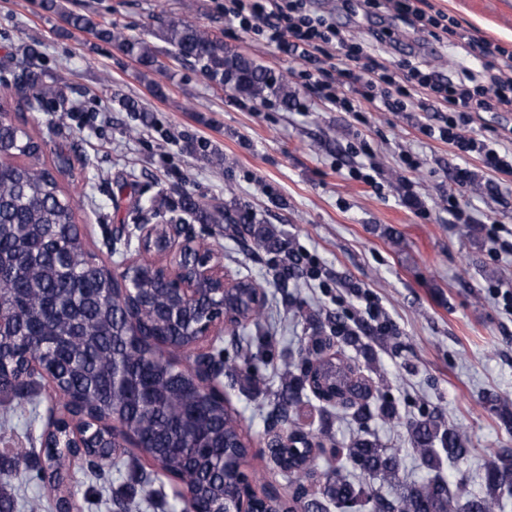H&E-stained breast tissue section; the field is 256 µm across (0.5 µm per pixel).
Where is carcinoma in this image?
<instances>
[{
  "label": "carcinoma",
  "instance_id": "carcinoma-1",
  "mask_svg": "<svg viewBox=\"0 0 512 512\" xmlns=\"http://www.w3.org/2000/svg\"><path fill=\"white\" fill-rule=\"evenodd\" d=\"M49 13L63 16L68 29L88 33L101 41H117L124 53L141 68L159 71L162 64L150 43L107 27L89 14L66 10L62 0H43ZM157 36L174 50L176 58L194 66L213 84L228 86L255 102L275 96L280 106L294 104L296 93L288 80L277 77L254 60L224 48V41L198 26L169 19ZM17 106L39 110L54 104L59 112L74 105L47 80L37 67L22 72L16 84ZM42 151V140L8 119L0 120V372L16 376L22 371L32 377L16 394L15 401L30 405L38 414L42 376L30 372L38 362L59 380L69 406L81 410L85 424L116 418L138 438L142 447L87 448L79 454L83 467L93 478L84 491L72 485L73 454L52 448V435L41 433V448H0V512H13L12 488L42 482L53 512L77 507V495L93 498L97 483L107 479L104 459L127 472L140 486L152 506L164 497L156 470L185 475L199 488L206 507L225 512L224 482L227 464L247 452L249 445L234 411L201 396L194 397L192 384L168 359L143 340L129 333L128 317L136 315L143 329L170 337L193 347L188 336L194 320L213 312L217 304L194 310L169 296L153 281L150 269L141 270L136 291L125 296L112 293V277L84 248L76 222L72 195L57 174L72 167L70 155L59 151L54 168L37 166L28 159ZM186 206L201 223L234 224L245 229L255 223L247 210L210 209L187 198ZM323 377L336 383V390L361 400L372 393L366 380L354 377L343 360L322 362ZM308 374L283 376L273 400V413L286 422L300 399ZM413 446L421 461L437 470L442 457L460 459L469 453L467 439L459 429L428 420L412 425ZM315 437H302L296 451H288L283 475L292 487L313 479L307 463ZM346 459L362 472L384 483L399 482L401 459L368 439H358L346 449ZM482 493L470 496L464 512H498L504 507V489H512V462L496 456L487 462ZM362 485L343 476L325 477L322 497L307 494L288 499L257 500L259 512H328L330 506L351 508L362 502ZM378 512H449L448 485L436 476L421 486L400 485L391 499L373 496Z\"/></svg>",
  "mask_w": 512,
  "mask_h": 512
}]
</instances>
